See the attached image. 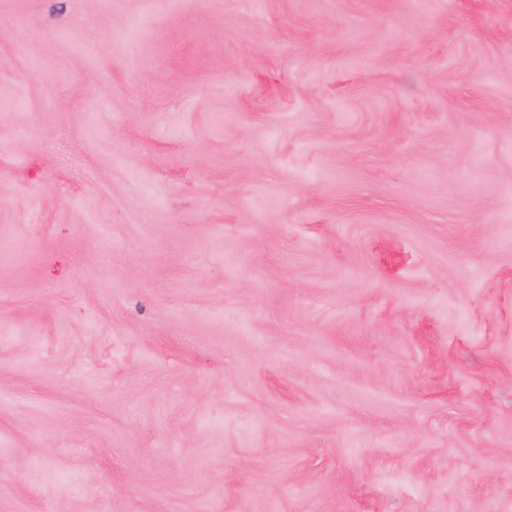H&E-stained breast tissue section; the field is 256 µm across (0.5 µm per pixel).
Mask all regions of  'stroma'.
<instances>
[{"label": "stroma", "instance_id": "stroma-1", "mask_svg": "<svg viewBox=\"0 0 512 512\" xmlns=\"http://www.w3.org/2000/svg\"><path fill=\"white\" fill-rule=\"evenodd\" d=\"M0 512H512V0H0Z\"/></svg>", "mask_w": 512, "mask_h": 512}]
</instances>
